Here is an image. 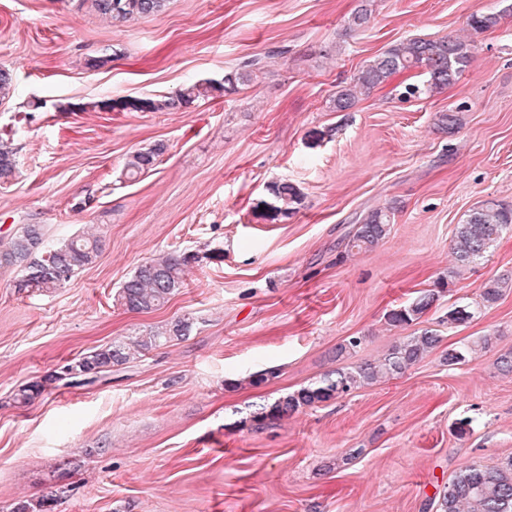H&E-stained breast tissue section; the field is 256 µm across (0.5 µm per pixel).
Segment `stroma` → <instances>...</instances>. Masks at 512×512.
<instances>
[{
	"label": "stroma",
	"instance_id": "stroma-1",
	"mask_svg": "<svg viewBox=\"0 0 512 512\" xmlns=\"http://www.w3.org/2000/svg\"><path fill=\"white\" fill-rule=\"evenodd\" d=\"M167 0L113 22L89 0H0V141L19 175L0 184V239L40 224L48 244L95 229L102 253L52 293L0 269V512L53 498V512H426L449 479L512 458V227L452 275L457 224L512 206V0ZM500 14L476 32L473 14ZM462 37L470 65L438 93L403 99L394 77L349 111L330 101L367 60L411 38ZM251 70L238 91L176 112H73L65 103L168 95ZM457 112L451 133L440 113ZM164 145L130 181L129 153ZM296 186L284 215L270 183ZM389 234L348 251L369 211ZM199 260L158 310L116 305L162 253ZM448 278L419 320L389 310ZM508 280L493 305L487 283ZM474 315L448 325V309ZM188 317L189 336L79 387L11 396L67 361ZM430 330L438 347L403 374L281 420L252 412L324 375L382 358ZM359 347L345 349L349 337ZM492 345L448 365V349ZM276 378L252 387L264 369ZM469 419L462 437L454 423Z\"/></svg>",
	"mask_w": 512,
	"mask_h": 512
}]
</instances>
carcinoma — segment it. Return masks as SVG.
I'll return each mask as SVG.
<instances>
[{
  "mask_svg": "<svg viewBox=\"0 0 512 512\" xmlns=\"http://www.w3.org/2000/svg\"><path fill=\"white\" fill-rule=\"evenodd\" d=\"M166 0H92L96 12L114 21L161 12ZM496 14H474L469 26L476 32L496 27ZM471 59L470 43L456 38H412L389 47L375 56L355 76L352 83L342 87L331 99L335 112L352 109L359 97L390 82L395 76L416 69L428 75L426 85L409 84L405 93L416 95L433 93L449 84L465 70ZM251 79L247 70L224 75L221 81L201 80L176 92L140 97L129 102L131 110L138 112H177L199 98L226 95L238 90ZM164 146L154 145L138 149L126 158V174L135 179L154 170ZM17 165L14 150L0 144V182L16 178ZM269 191L281 202L285 214L300 201L297 188L286 182H274ZM393 212L390 208L370 211L358 224L349 239V250H366L382 241L390 230ZM512 226V209L487 201L470 211L454 234L456 275L460 270L480 260L497 242L503 230ZM102 250L101 237L90 233L46 245L43 226L25 224L19 231L0 241V268H17L22 277L16 287L51 293L63 287L80 270L93 265ZM197 262L193 253H164L140 265L128 277L117 293L115 301L130 312H150L166 304L184 287L192 264ZM433 291L421 294L412 302L390 310L386 314L392 326L410 325L420 319L437 301ZM473 316L467 306L448 308V327L453 328ZM192 323L177 320L174 323L135 338L130 342H114L99 346L79 355L64 365L65 371L55 370L39 381L19 388L12 395L13 403L27 406L55 383H67L65 373L75 377L100 379L112 368L130 363L146 351L189 335ZM442 337L426 330L418 336L395 345L380 361L365 363L351 371H336L319 381L290 393H284L274 402L255 409L250 421L258 426L279 420L306 407L333 400L363 384L379 378L404 373L429 350L435 348ZM490 338L485 337L460 349H450L444 360L457 365L470 354L488 348ZM436 512H512V459L495 466L472 464L455 474L438 494Z\"/></svg>",
  "mask_w": 512,
  "mask_h": 512,
  "instance_id": "cac0c4a2",
  "label": "carcinoma"
}]
</instances>
